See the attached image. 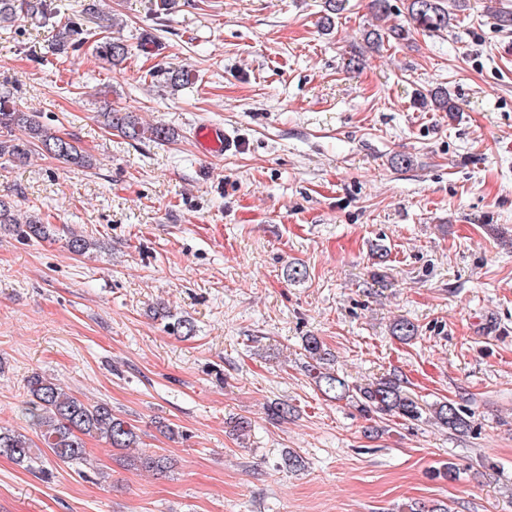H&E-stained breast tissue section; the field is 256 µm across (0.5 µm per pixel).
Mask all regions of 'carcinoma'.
Wrapping results in <instances>:
<instances>
[{
    "instance_id": "1",
    "label": "carcinoma",
    "mask_w": 512,
    "mask_h": 512,
    "mask_svg": "<svg viewBox=\"0 0 512 512\" xmlns=\"http://www.w3.org/2000/svg\"><path fill=\"white\" fill-rule=\"evenodd\" d=\"M463 7L465 0H457L453 12L448 9L445 0H404V8L412 27L397 25L384 33L373 32L367 38V43L379 48L386 40H406L413 28L428 32L446 30L455 20L456 11ZM25 14L46 17L52 15V12L47 0H0V22L13 23ZM94 35L96 32L71 19L60 22L55 35V50L64 53L72 41L83 44ZM95 53L112 66L126 58L127 48L120 41L103 37L95 40ZM418 100L420 105H431L438 111H459L448 92L440 88L428 94L418 93ZM101 117L107 128L115 129L134 141L146 136L155 141H164L170 137V131L165 126H153L146 131L134 116L127 113L109 111L101 113ZM16 127L23 129L25 137L13 135ZM0 129L6 130V134L0 137V158L6 156L14 162L22 163L30 158L32 147L36 146L64 164L83 168L92 165L90 156L74 141L65 139L46 127L40 121V113L21 112L16 109L8 92H0ZM0 229L12 231L23 239H48L52 236L53 226L34 218L22 223L15 217L13 206L0 200ZM416 333L415 325L405 318L396 320L392 325V335L401 341L411 340ZM304 349L311 359L307 371L313 376L319 390L333 400H355L359 411L366 417L388 416L404 421H419L428 412L438 424L450 431L464 434L471 429L463 407L448 401L430 407L423 406L408 395L401 380L394 376L350 390L346 381L329 367V353L317 336L304 337ZM26 383L29 400L26 401L24 415L29 424L39 431L44 448L34 446L20 432L0 427V456L31 470L47 452L66 465L84 462V435L101 437L117 449L137 446L139 436L135 427L115 416L109 405L86 404L38 372L31 373ZM293 412V407L286 402H274L268 407V416L274 421H286L292 417ZM139 463L145 469L161 473L173 467L172 461L164 456H144L139 458Z\"/></svg>"
}]
</instances>
